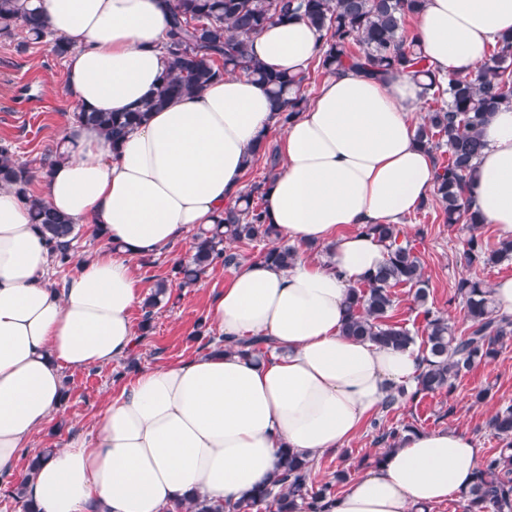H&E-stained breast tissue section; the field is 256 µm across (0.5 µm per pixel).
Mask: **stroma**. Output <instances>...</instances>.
<instances>
[{
  "mask_svg": "<svg viewBox=\"0 0 512 512\" xmlns=\"http://www.w3.org/2000/svg\"><path fill=\"white\" fill-rule=\"evenodd\" d=\"M23 39L20 32L9 39L0 38V140L11 142L16 160L36 168L60 139L72 109L63 92V60L54 56L44 42L19 49ZM405 222L411 228L424 230L423 237L415 240L414 245L429 283L430 303L449 317L456 331H463V306L452 300L457 281L477 277L491 284L512 277V261L467 266L462 258V242L468 231L460 224H446L439 207L419 209L407 216ZM189 248V243L183 242L148 260H135L133 268L143 294H150L158 281L167 278L177 260L188 258ZM231 275V270L217 268L208 271L196 286L173 289L169 302L155 309L151 331L118 363L64 371L66 397L59 411L31 436L14 468L0 474V512H18L15 491L26 480L30 459L42 449L62 448L73 437L90 434L112 393L137 369L185 362L209 348L210 337L199 332L197 323L212 296L223 290ZM481 389L487 390L488 396L475 401L474 395ZM510 405L512 342L492 362L476 365L462 374L452 395H432L391 412L382 410L377 418L389 427L410 424L423 431L465 432L487 455L501 446L487 422L497 410ZM376 436L371 425H364L346 452L316 458L313 470L317 478L330 480L336 468L341 467L347 471L349 480H356L362 474L357 466L359 459L374 456L380 450Z\"/></svg>",
  "mask_w": 512,
  "mask_h": 512,
  "instance_id": "35a3bbf8",
  "label": "stroma"
}]
</instances>
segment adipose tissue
I'll list each match as a JSON object with an SVG mask.
<instances>
[{"instance_id":"1","label":"adipose tissue","mask_w":512,"mask_h":512,"mask_svg":"<svg viewBox=\"0 0 512 512\" xmlns=\"http://www.w3.org/2000/svg\"><path fill=\"white\" fill-rule=\"evenodd\" d=\"M49 32L68 41L75 110L123 112L155 92L165 67L167 0H41ZM414 32L432 67L474 74L512 34V0H427ZM321 43L303 19L269 25L252 55L305 69ZM424 100L410 75L374 80L339 70L283 128V164L267 183L268 220L283 244L329 246L289 266L243 263L211 301L216 340L193 359L139 369L94 431L42 458L28 484L38 512H167L197 496L232 506L273 481L282 449L314 458L342 448L392 386L415 385L414 348L392 350L343 331L344 300L385 259L368 224H396L428 202L435 158L415 140ZM265 90L242 73L172 100L113 145L69 121L38 195L109 248L76 257L56 287L30 202L0 187V472L63 398L64 370L127 356L141 290L130 258L172 248L234 203L251 149L278 128ZM466 197L512 238V106L493 112ZM251 337L266 356L241 352ZM481 464L457 430L417 431L337 496L332 512H432L467 491Z\"/></svg>"}]
</instances>
